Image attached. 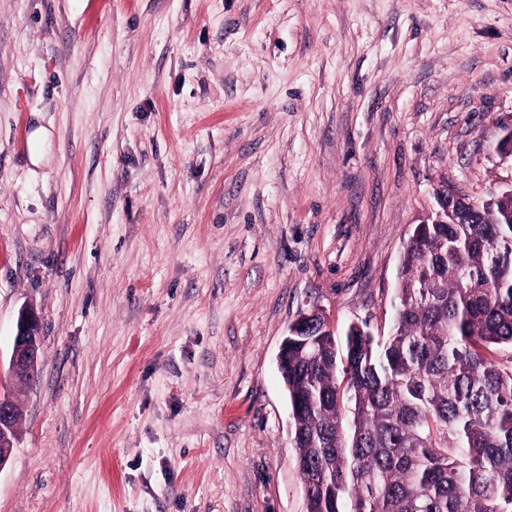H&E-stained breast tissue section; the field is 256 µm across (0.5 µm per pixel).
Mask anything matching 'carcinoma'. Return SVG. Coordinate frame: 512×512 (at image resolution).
Here are the masks:
<instances>
[{"label":"carcinoma","instance_id":"obj_1","mask_svg":"<svg viewBox=\"0 0 512 512\" xmlns=\"http://www.w3.org/2000/svg\"><path fill=\"white\" fill-rule=\"evenodd\" d=\"M396 298L279 369L307 512H512V194L415 225Z\"/></svg>","mask_w":512,"mask_h":512}]
</instances>
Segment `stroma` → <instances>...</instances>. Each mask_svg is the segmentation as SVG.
Returning a JSON list of instances; mask_svg holds the SVG:
<instances>
[{
    "mask_svg": "<svg viewBox=\"0 0 512 512\" xmlns=\"http://www.w3.org/2000/svg\"><path fill=\"white\" fill-rule=\"evenodd\" d=\"M507 124L512 0H0V361L42 334L0 512H305L289 325L385 338ZM41 344L39 315L33 307L23 308L18 315L8 363L7 376L12 383L24 385L32 380L40 363Z\"/></svg>",
    "mask_w": 512,
    "mask_h": 512,
    "instance_id": "35a3bbf8",
    "label": "stroma"
}]
</instances>
